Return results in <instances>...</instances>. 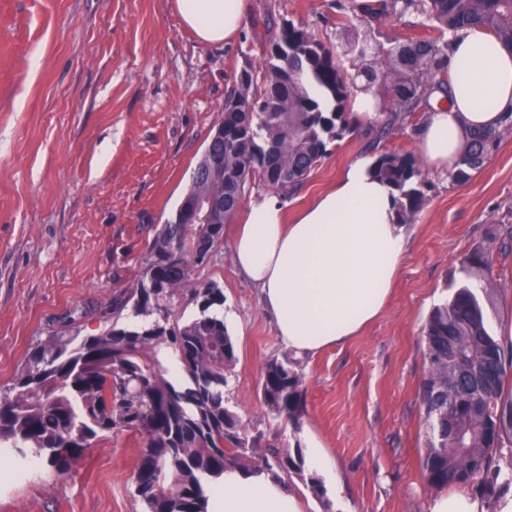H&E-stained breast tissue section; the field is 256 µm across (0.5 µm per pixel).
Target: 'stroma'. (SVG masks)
Listing matches in <instances>:
<instances>
[{"label": "stroma", "instance_id": "35a3bbf8", "mask_svg": "<svg viewBox=\"0 0 512 512\" xmlns=\"http://www.w3.org/2000/svg\"><path fill=\"white\" fill-rule=\"evenodd\" d=\"M360 0H248L241 37L199 43L177 0H0V387L41 339L67 325L104 332L112 301L133 287L157 230L191 185L224 98L243 68L287 22L351 69L346 36L373 47L432 39L415 14L370 18ZM420 103L411 121L381 133L365 123L327 143L321 163L286 196V216L335 186L356 159L417 155ZM424 205L380 315L344 343L297 357L305 388L299 429L260 401L263 369L287 348L259 292L236 271L229 245L198 272L224 290L218 312L236 344L224 399L249 431L283 445L318 441L336 485L308 512H426L437 490L423 470L426 373L422 329L436 305L467 281L462 263L491 248L496 289L482 295L487 327L512 326V128L468 180L419 162ZM138 433L93 441L69 474L29 465L0 448V512H145L136 494Z\"/></svg>", "mask_w": 512, "mask_h": 512}]
</instances>
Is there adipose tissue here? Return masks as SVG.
<instances>
[{
    "label": "adipose tissue",
    "mask_w": 512,
    "mask_h": 512,
    "mask_svg": "<svg viewBox=\"0 0 512 512\" xmlns=\"http://www.w3.org/2000/svg\"><path fill=\"white\" fill-rule=\"evenodd\" d=\"M183 25L219 45L239 35L246 0H177ZM448 91H434L419 150L449 171L472 134L501 130L512 115V46L477 28L450 33ZM351 164L335 187L283 220L280 196L252 199L232 243L242 275L260 288L278 336L294 353L313 354L356 335L383 310L404 252L397 193ZM206 512H303L299 497L264 472L225 468L209 482Z\"/></svg>",
    "instance_id": "ef3b65f1"
}]
</instances>
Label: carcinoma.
Wrapping results in <instances>:
<instances>
[{
    "instance_id": "1",
    "label": "carcinoma",
    "mask_w": 512,
    "mask_h": 512,
    "mask_svg": "<svg viewBox=\"0 0 512 512\" xmlns=\"http://www.w3.org/2000/svg\"><path fill=\"white\" fill-rule=\"evenodd\" d=\"M408 12L440 31L478 28L512 46V0H379L366 9L373 18ZM447 48L435 38L397 44L378 62L355 56V72L382 81L376 96L391 108L384 126L415 115L445 67ZM264 56L262 76L242 71L232 92L242 107L224 111L212 136L224 153V182L202 179L197 168L187 191L224 197L218 223L198 224L180 205L154 236L134 287L114 298L111 328L98 336L70 330L48 337L27 354L10 387L0 388V445L44 459L61 475L112 430L139 433L136 493L146 512H206V480L229 465L304 479L301 447L249 434L225 402L236 349L224 318L211 312L224 304V290L193 279L223 244L224 224L238 209L224 186L234 185L241 198L256 185L292 193L324 158L326 141L353 132L345 115L353 75L321 42L288 22ZM496 145L495 134L473 136L448 177L468 179ZM375 172L399 193L400 223H411L423 203L411 157L381 154ZM489 254L480 245L465 258L485 291L496 287ZM186 292L199 315L182 322L172 305ZM126 311L131 320L122 323ZM423 333L426 478L440 488L476 482L488 495V512H497L499 495L512 488V422L505 420L512 413V351L488 333L470 285L432 308ZM474 364L487 372L479 386L464 377ZM261 394L273 418L299 429L305 389L289 356L265 365Z\"/></svg>"
}]
</instances>
